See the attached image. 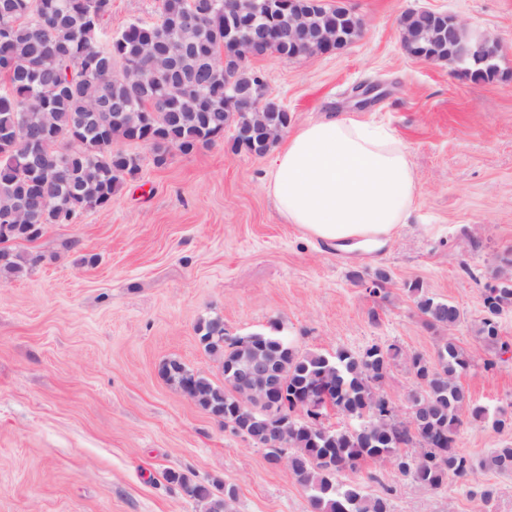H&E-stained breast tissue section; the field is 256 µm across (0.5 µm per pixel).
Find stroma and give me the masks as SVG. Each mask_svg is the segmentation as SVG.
Returning a JSON list of instances; mask_svg holds the SVG:
<instances>
[{
    "label": "stroma",
    "instance_id": "35a3bbf8",
    "mask_svg": "<svg viewBox=\"0 0 512 512\" xmlns=\"http://www.w3.org/2000/svg\"><path fill=\"white\" fill-rule=\"evenodd\" d=\"M360 35L326 55L255 61L291 127L333 115L384 125L406 147L418 181L414 215L381 248L349 250L302 235L277 214L267 156L228 140L155 165L148 146L109 206L46 225L10 247L30 265L0 277V512H202L168 471L222 493L232 512H311L287 467L233 433L160 374L177 359L223 382L201 348L200 321L226 336L279 332L296 349L353 352L378 343L435 355L410 283L454 302L456 341L473 354L461 379L474 401L512 410V350L475 339L483 292L512 270V0H345ZM158 0H112L110 32L158 18ZM436 10L500 44L499 77L476 82L456 64L419 60L401 17ZM383 95L354 109L355 86ZM391 280L369 291L375 270ZM361 280H354L353 272ZM512 431L466 420L459 448L480 459ZM354 480L393 512H479L468 487L427 489L392 465L366 462Z\"/></svg>",
    "mask_w": 512,
    "mask_h": 512
}]
</instances>
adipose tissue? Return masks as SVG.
<instances>
[{
	"label": "adipose tissue",
	"mask_w": 512,
	"mask_h": 512,
	"mask_svg": "<svg viewBox=\"0 0 512 512\" xmlns=\"http://www.w3.org/2000/svg\"><path fill=\"white\" fill-rule=\"evenodd\" d=\"M268 189L278 213L305 236L382 246L409 222L417 180L388 129L335 117L287 134L273 153Z\"/></svg>",
	"instance_id": "1"
}]
</instances>
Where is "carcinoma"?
Masks as SVG:
<instances>
[{
	"instance_id": "obj_1",
	"label": "carcinoma",
	"mask_w": 512,
	"mask_h": 512,
	"mask_svg": "<svg viewBox=\"0 0 512 512\" xmlns=\"http://www.w3.org/2000/svg\"><path fill=\"white\" fill-rule=\"evenodd\" d=\"M110 9L111 0H0V243L34 240L47 224H74L83 213L108 206L140 171L139 158L113 149L114 143L147 144L161 166L172 151L209 146L223 138L224 127L243 121L224 112V68L217 61L224 14L214 11L213 0H159L161 23H131L116 35L105 28ZM190 10L200 26L171 29ZM167 51L180 54L169 83L121 74L127 65L146 70L150 57ZM231 140L232 151L256 156L274 144L258 130ZM25 265L0 248L1 272L20 275ZM495 281L498 286L485 288L487 315L476 328L477 342L487 349L505 348L497 318L512 309V275L500 272ZM408 291L426 328L449 330L461 322L454 303L428 296L417 282ZM197 333L205 351L224 359V385L177 360L165 363L161 374L211 415L235 421V433L249 438L258 422L284 420L295 399L317 385L328 391L331 409L349 420L341 427L301 422L288 448L265 449L271 462L288 452V470L307 491L311 512H391L387 497L341 480L368 461H387L431 490L468 485L479 471L512 474V444L479 460L457 446L465 419L512 430V412L491 413L473 401L461 383L473 356L450 336L441 338L432 360L407 356L414 376L407 400L419 411L396 429L387 422L394 408L380 390L400 354L392 345L300 352L277 334L226 338L220 317L200 324ZM254 354L285 384L271 403L237 375L240 361ZM240 396L251 400L255 417L234 415ZM411 446L419 451L408 452ZM166 479L203 512H224L223 501L236 498L231 486L220 496L184 473L170 471Z\"/></svg>"
}]
</instances>
